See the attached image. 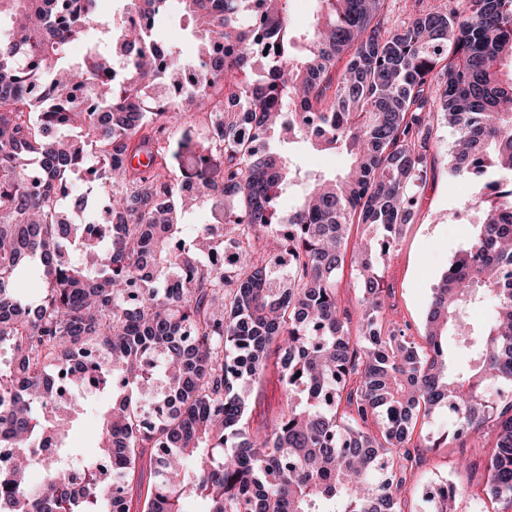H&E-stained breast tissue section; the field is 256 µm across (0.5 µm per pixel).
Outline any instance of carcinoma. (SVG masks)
Instances as JSON below:
<instances>
[{"instance_id": "obj_1", "label": "carcinoma", "mask_w": 512, "mask_h": 512, "mask_svg": "<svg viewBox=\"0 0 512 512\" xmlns=\"http://www.w3.org/2000/svg\"><path fill=\"white\" fill-rule=\"evenodd\" d=\"M103 2L0 0V512H111L117 494L130 512L148 449L164 456L145 512H405L394 455L414 460L418 418L448 407L455 435H495L484 491L512 510V399H490L512 386V183L481 182L512 173V0H416L392 26L389 0H316L299 40L290 0H178L192 56L151 24L171 0ZM440 114L484 219L433 288L421 345L385 314L380 271ZM306 148L349 172L303 165ZM80 168L110 203L101 243L65 217L88 207L66 193ZM221 203L230 268L198 258L207 225L184 239L191 208ZM353 224L369 229L350 258L355 334L337 286ZM273 350L288 410L252 434L245 388ZM87 390L112 405L81 462L68 437Z\"/></svg>"}]
</instances>
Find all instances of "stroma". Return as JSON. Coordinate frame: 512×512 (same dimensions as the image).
Returning a JSON list of instances; mask_svg holds the SVG:
<instances>
[{
	"instance_id": "stroma-1",
	"label": "stroma",
	"mask_w": 512,
	"mask_h": 512,
	"mask_svg": "<svg viewBox=\"0 0 512 512\" xmlns=\"http://www.w3.org/2000/svg\"><path fill=\"white\" fill-rule=\"evenodd\" d=\"M453 141L452 129L441 127L430 149L433 165L426 187L418 196L413 221L405 227L398 246L382 267V285L388 290L386 313L390 319L408 324L411 336L416 338L425 330L424 318L433 287L484 218L481 209H466L460 204L472 192V184L449 177ZM247 402L250 431L265 430L277 421L285 408L277 358H270ZM453 429L447 412L442 411L430 419L425 431L412 436L410 445L417 448L419 458L407 472V485L418 495L413 502L415 512H422L424 505L419 495L433 480L462 487L457 512H499V504L483 491L485 466L493 447L491 434L480 430L455 439L451 436ZM443 431L448 432V440L436 448L426 447L427 433ZM462 458L468 465L460 469L456 463Z\"/></svg>"
}]
</instances>
